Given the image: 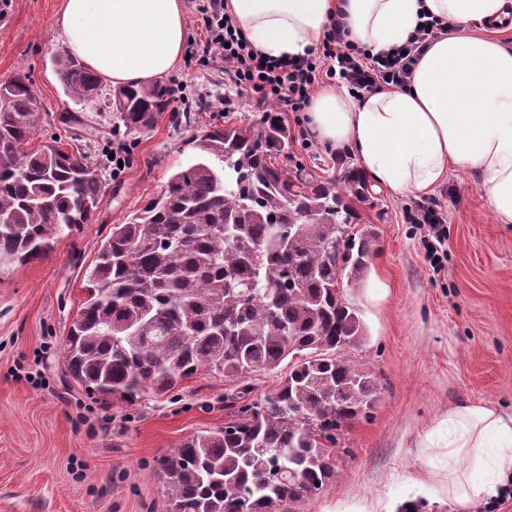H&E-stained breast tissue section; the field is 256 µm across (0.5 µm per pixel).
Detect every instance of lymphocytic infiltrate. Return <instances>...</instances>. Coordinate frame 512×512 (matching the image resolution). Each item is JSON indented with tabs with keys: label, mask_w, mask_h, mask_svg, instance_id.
I'll return each instance as SVG.
<instances>
[{
	"label": "lymphocytic infiltrate",
	"mask_w": 512,
	"mask_h": 512,
	"mask_svg": "<svg viewBox=\"0 0 512 512\" xmlns=\"http://www.w3.org/2000/svg\"><path fill=\"white\" fill-rule=\"evenodd\" d=\"M195 21L202 36L189 44L186 64L201 70L220 68L225 85L249 94L260 104H276L285 111H307L315 89L332 81L354 99L385 90L404 89L415 62L429 41L445 32L441 24L423 23L404 44L389 52H376L349 40L342 20L327 28L317 51L281 61L254 50L224 10V0H193ZM410 223L424 231L431 259H438L446 239L445 220L433 203L415 204Z\"/></svg>",
	"instance_id": "obj_1"
}]
</instances>
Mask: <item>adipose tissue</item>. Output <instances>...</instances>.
Instances as JSON below:
<instances>
[{"mask_svg":"<svg viewBox=\"0 0 512 512\" xmlns=\"http://www.w3.org/2000/svg\"><path fill=\"white\" fill-rule=\"evenodd\" d=\"M262 55H305L342 18L351 41L377 52L405 44L435 20L454 34L430 43L410 83L358 101L323 86L304 114L308 134L331 152L348 150L395 196L432 193L450 166L478 172L499 224H512V0H224ZM483 23L479 36L457 27ZM70 51L113 84H147L170 72L187 39L182 0H64L57 19ZM448 498L491 501L512 486V415L492 403L448 410Z\"/></svg>","mask_w":512,"mask_h":512,"instance_id":"ef3b65f1","label":"adipose tissue"}]
</instances>
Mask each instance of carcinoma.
<instances>
[{
	"mask_svg": "<svg viewBox=\"0 0 512 512\" xmlns=\"http://www.w3.org/2000/svg\"><path fill=\"white\" fill-rule=\"evenodd\" d=\"M67 94L134 134L171 109L170 85L110 88L71 53L55 57ZM0 268L42 258L92 220L100 168L54 141L31 152L39 100L18 74L0 84ZM249 125H193L198 158L171 172L159 196L112 227L92 263L64 350L72 380L107 402L166 395L202 374L279 376L252 396L224 395V426L198 432L158 462L169 512H288L336 478V444L369 416L373 374L342 350L366 326L340 283L365 276L375 233L361 221L369 194L353 164L317 179L279 163L294 134L260 106ZM217 158L221 166L211 163ZM282 225L295 235L283 242Z\"/></svg>",
	"mask_w": 512,
	"mask_h": 512,
	"instance_id": "obj_1",
	"label": "carcinoma"
}]
</instances>
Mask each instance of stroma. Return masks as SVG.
<instances>
[{"label":"stroma","mask_w":512,"mask_h":512,"mask_svg":"<svg viewBox=\"0 0 512 512\" xmlns=\"http://www.w3.org/2000/svg\"><path fill=\"white\" fill-rule=\"evenodd\" d=\"M63 0H0V82L29 74L41 126L27 148L51 137L90 144L103 195L91 223L61 237L42 259L0 268V512H167L155 469L189 436L223 426L235 382L204 376L162 397L101 403L64 368L63 348L85 296V274L112 231L162 190L173 169L197 154L169 115L126 135V168L112 174L111 133L59 123L94 115L61 84L54 57L66 50L56 19ZM166 83L208 96L197 122L242 124L260 117L255 101L216 71L178 65ZM351 153L295 138L287 166L316 177L338 173ZM476 172L450 167L432 197L446 220L441 269H434L406 211L412 197L371 189L358 209L378 233L364 279L346 290L367 329L347 355L380 388L369 417L346 428L332 485L288 512H512V493L462 507L448 499V470L436 448L443 420L460 402H491L512 414V226L496 223Z\"/></svg>","instance_id":"1"}]
</instances>
